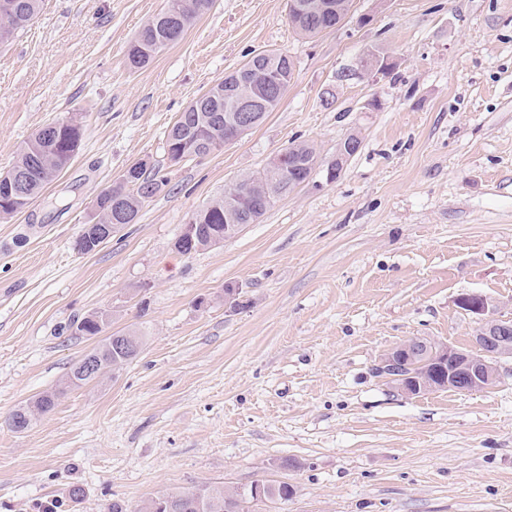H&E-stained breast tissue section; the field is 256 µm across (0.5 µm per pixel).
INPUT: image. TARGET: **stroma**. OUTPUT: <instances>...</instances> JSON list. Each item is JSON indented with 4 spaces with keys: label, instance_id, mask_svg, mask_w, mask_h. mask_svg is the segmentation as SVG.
Here are the masks:
<instances>
[{
    "label": "stroma",
    "instance_id": "1",
    "mask_svg": "<svg viewBox=\"0 0 512 512\" xmlns=\"http://www.w3.org/2000/svg\"><path fill=\"white\" fill-rule=\"evenodd\" d=\"M163 4L44 0L0 46V172L47 124L83 127L71 167L0 219V512H138L255 481L296 493L252 512H512V359L486 391L408 396L373 372L413 337L476 351L461 295L512 317V0H352L311 39L288 0H214L130 69ZM255 50L295 60L280 105L222 150L171 162L179 113ZM371 51L388 73L361 68ZM351 134L358 153L327 181ZM300 142L318 154L308 182L236 237L176 251L194 213ZM137 162L164 185L78 254L98 193ZM101 311L108 332L142 336L138 356L13 431L7 416L98 344L73 326ZM193 495L192 492L163 494L156 498L146 501L140 508L139 512H183L180 511V501ZM165 504L166 507H160Z\"/></svg>",
    "mask_w": 512,
    "mask_h": 512
}]
</instances>
